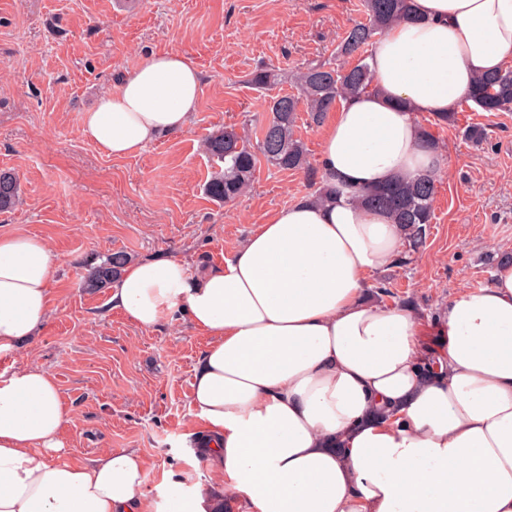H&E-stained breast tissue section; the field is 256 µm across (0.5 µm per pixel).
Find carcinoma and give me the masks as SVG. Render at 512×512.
Wrapping results in <instances>:
<instances>
[{
    "label": "carcinoma",
    "mask_w": 512,
    "mask_h": 512,
    "mask_svg": "<svg viewBox=\"0 0 512 512\" xmlns=\"http://www.w3.org/2000/svg\"><path fill=\"white\" fill-rule=\"evenodd\" d=\"M364 20L353 24L343 36L339 54L355 58L357 63L338 66L331 60L311 63L295 77L296 92L277 95L269 101L271 118L260 129L259 152L234 129L222 128L207 136L205 153L224 168L214 173L208 193L226 203L232 202L250 187L261 154L266 163L279 170H303L307 166L306 148L295 136L297 112L304 110L312 122L321 123L326 114L346 94L358 93L371 85L366 63L376 36L391 24L409 16V0H363ZM272 70H257L250 82L266 88L278 81ZM470 101L483 112H512V69L485 74L475 80ZM437 180L431 175L408 181H396L381 189L359 196L361 203L390 212L407 230L409 247L417 250L425 242L427 226L434 218ZM21 202L18 177L10 170H0V212L16 208ZM129 262L124 252H114L91 268L82 287L89 291L106 288Z\"/></svg>",
    "instance_id": "cac0c4a2"
}]
</instances>
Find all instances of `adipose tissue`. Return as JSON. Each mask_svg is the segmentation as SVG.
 <instances>
[{"label":"adipose tissue","instance_id":"1","mask_svg":"<svg viewBox=\"0 0 512 512\" xmlns=\"http://www.w3.org/2000/svg\"><path fill=\"white\" fill-rule=\"evenodd\" d=\"M511 57L512 0H413L372 46L371 86L322 130L326 202L276 211L196 276L181 258L123 268L113 308L142 328L180 312L209 338L191 406L212 480L175 512H216L228 496L248 512H512V261L426 316L376 304L372 277L406 232L357 200L439 175L419 115L454 112ZM201 84L186 56H150L84 113L82 134L136 154L188 128ZM57 264L38 236L0 234V356L48 322ZM426 324L442 338L430 356ZM69 422L51 372H0V512H158L136 450L63 462Z\"/></svg>","mask_w":512,"mask_h":512}]
</instances>
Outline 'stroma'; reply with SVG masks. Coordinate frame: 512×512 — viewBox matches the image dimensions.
<instances>
[{
	"instance_id": "obj_1",
	"label": "stroma",
	"mask_w": 512,
	"mask_h": 512,
	"mask_svg": "<svg viewBox=\"0 0 512 512\" xmlns=\"http://www.w3.org/2000/svg\"><path fill=\"white\" fill-rule=\"evenodd\" d=\"M364 18L362 0H0V169L14 172L22 202L0 214V233L43 238L58 258L57 309L36 341L0 371L34 365L52 372L71 410L65 461L105 449L140 452L150 496L175 503L209 480L192 450L194 369L208 339L185 319L150 329L112 308L109 289L80 286L116 251L131 259L181 257L192 272L220 265L230 248L277 210L320 187L321 127L299 113L296 134L308 166L280 171L259 161L250 189L231 203L209 196L219 168L205 137L234 127L257 143L271 95L310 62L334 56ZM176 51L203 75L188 129L139 154L114 158L81 132L84 112L148 56ZM272 67L271 90L249 77ZM446 168L426 241L394 268L374 299L431 312L460 290L490 284L494 259L512 254V112L488 115L462 103L448 123L420 116ZM480 126L485 139L465 140Z\"/></svg>"
}]
</instances>
